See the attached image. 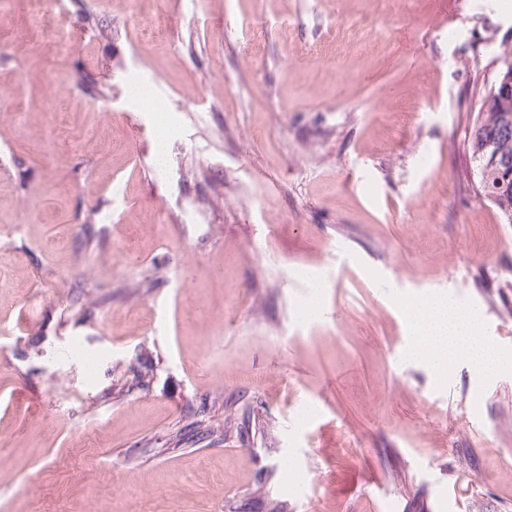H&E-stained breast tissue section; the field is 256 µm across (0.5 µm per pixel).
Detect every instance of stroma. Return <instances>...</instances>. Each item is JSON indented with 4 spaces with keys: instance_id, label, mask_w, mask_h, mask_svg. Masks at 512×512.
I'll return each mask as SVG.
<instances>
[{
    "instance_id": "obj_1",
    "label": "stroma",
    "mask_w": 512,
    "mask_h": 512,
    "mask_svg": "<svg viewBox=\"0 0 512 512\" xmlns=\"http://www.w3.org/2000/svg\"><path fill=\"white\" fill-rule=\"evenodd\" d=\"M55 9L0 0V512H512V371L402 304L512 353L467 153L512 0ZM415 340V354L438 376L448 362L467 360L483 377L512 370V354L483 339L482 319L463 310L447 294H434L410 305L406 311Z\"/></svg>"
}]
</instances>
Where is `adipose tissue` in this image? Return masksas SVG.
Returning <instances> with one entry per match:
<instances>
[{
  "label": "adipose tissue",
  "instance_id": "1",
  "mask_svg": "<svg viewBox=\"0 0 512 512\" xmlns=\"http://www.w3.org/2000/svg\"><path fill=\"white\" fill-rule=\"evenodd\" d=\"M416 355L437 375H444L450 362L466 360L485 377L512 370V354L488 344L482 337V319L463 310L445 294H435L407 309Z\"/></svg>",
  "mask_w": 512,
  "mask_h": 512
}]
</instances>
